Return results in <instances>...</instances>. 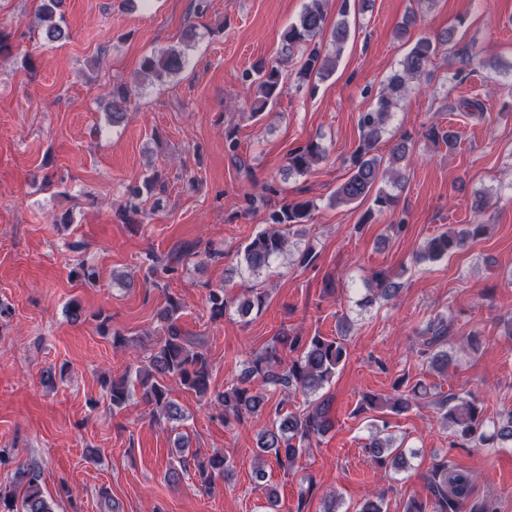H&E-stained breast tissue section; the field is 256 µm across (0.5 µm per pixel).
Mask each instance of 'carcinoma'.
Returning <instances> with one entry per match:
<instances>
[{
  "mask_svg": "<svg viewBox=\"0 0 512 512\" xmlns=\"http://www.w3.org/2000/svg\"><path fill=\"white\" fill-rule=\"evenodd\" d=\"M326 2L308 0L298 20L289 26L284 35L282 61L287 63L294 58L295 51L301 52L296 71L300 81L314 76L321 79L330 76L336 68L338 51L350 37L346 17L351 11V0H343L340 18L336 19L330 30L327 29ZM63 4L64 0H41L38 20L48 42L66 38ZM327 35L336 48L332 54L323 50L322 41ZM453 36L454 29L449 28L433 37L419 38L400 61L399 69L388 79L375 107L361 113L359 123L363 142L351 156L348 177L334 193L336 204H359L366 199L372 200V207L364 215L367 221L374 214L395 207L397 196L388 187L398 188L406 182V169L402 168V162L411 152V139L401 137L385 158L375 154L376 144L386 132L398 102L413 87L420 85L442 47L450 44ZM184 65L182 49L171 47L145 56L140 69L144 78L163 82L180 72ZM285 77L286 71L278 66L261 64L256 67V98L250 117L259 116L260 112L276 101ZM131 95L126 85L112 86L109 102V119L112 123L118 124L124 120ZM427 137L434 143L442 142L448 147L456 143V136L439 125L431 126ZM325 159V149L318 142L310 141L289 151L288 174L304 175L314 164ZM165 191L166 181L161 173L154 170L145 174L129 190V211L139 213L145 196L160 202L157 195ZM315 209L314 202L302 200L270 213L269 228L257 233L244 245L240 266L255 277L268 270L275 259L290 251L289 236L294 234V227L306 224ZM486 232L485 224H465L443 231L426 242L416 254V260H441L463 250L470 241ZM364 284L371 302L378 299L389 301L400 291V283L382 270L373 271L364 279ZM267 297L265 289L252 287L241 309L247 312L254 306L260 308L266 303ZM206 302L213 319L224 317L233 304L222 288L210 290ZM181 309L182 305L177 298L166 296L164 305L157 312V317L163 323V336L149 344L147 360L137 367L135 373L127 371L105 381L112 408L122 407L139 388L143 400L151 406L155 421L177 422L184 419V414L179 404L171 398L170 381H175L199 398L207 396L210 390L211 362L203 342L182 332L178 324ZM347 333L348 328L343 325L337 335L331 337L319 334L306 336L300 331L276 337L272 344L251 358L241 378L232 387L217 394L210 404L221 410L224 423H242L263 415L268 407V399L250 389L252 380L256 378L279 388L289 397L317 392L330 383L338 369L344 365L348 356ZM447 344L448 319L437 314L420 334L418 354L433 370L446 373L454 364L453 355L444 349ZM401 386L400 382L394 386L395 394L392 396L367 395L364 401L371 408H389L395 413H402L420 397L427 395L424 386L419 383L408 390L401 389ZM286 403L284 398L279 401L274 409V418L258 436L259 453L254 461V474L260 479L266 477L263 467L265 454L274 455L283 467L291 466L303 451L311 447L313 440L333 427L327 401L296 411L284 409ZM433 405L440 415L442 425L450 429L454 437L464 445H485L496 439L512 442V411L499 414L496 427L489 434V419L485 408L475 399L453 393L438 396ZM366 450L378 466L389 465L397 472L407 470L410 467L408 457L415 455L414 451L395 444L394 439L381 430L372 435ZM192 457L201 488L209 495L215 494L217 481L224 479V475L231 471L230 458L215 454L205 461L196 453ZM17 475L24 489L18 495L12 489L1 488L0 512H53L43 495L40 471L35 467L20 468ZM427 480L431 499L410 500L406 512H461L465 505L468 506V512H488L485 503L469 501L474 475L448 464L447 459L439 460L432 467Z\"/></svg>",
  "mask_w": 512,
  "mask_h": 512,
  "instance_id": "carcinoma-1",
  "label": "carcinoma"
}]
</instances>
